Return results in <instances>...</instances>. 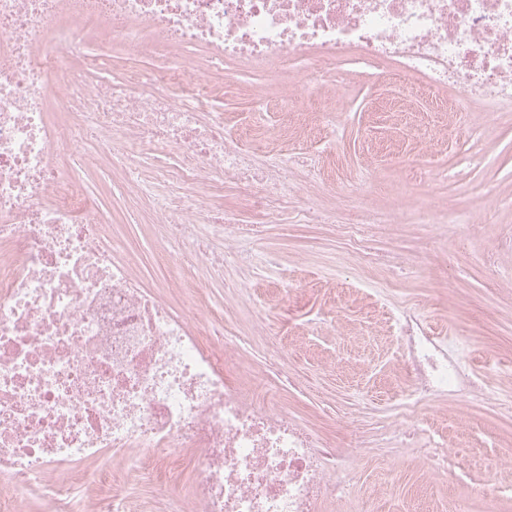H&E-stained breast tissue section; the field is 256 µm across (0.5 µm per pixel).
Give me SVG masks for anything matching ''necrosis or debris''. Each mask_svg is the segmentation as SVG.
<instances>
[{
  "label": "necrosis or debris",
  "instance_id": "1",
  "mask_svg": "<svg viewBox=\"0 0 512 512\" xmlns=\"http://www.w3.org/2000/svg\"><path fill=\"white\" fill-rule=\"evenodd\" d=\"M91 27L107 37L95 54L84 51ZM116 43L122 81L92 82ZM159 50L169 64L139 73ZM350 55L461 102H512V0H0V512H22L35 488L42 512H135L133 485L163 492L164 512H352L335 480L344 454L281 410L271 386L233 377L207 305L179 312L144 285L80 177L105 170L147 204L174 282L206 294L225 265L250 264L243 239L287 219L307 164L243 150L215 108L224 89L211 70H266L299 98ZM292 57L307 78L289 73ZM54 101L63 122L49 116ZM229 179L250 223L213 203ZM216 235L227 247H212ZM391 323L398 433L415 449L423 404L485 387L414 309L395 307ZM179 450L193 457L186 492ZM77 469L111 494L81 504ZM52 471L59 480L46 482Z\"/></svg>",
  "mask_w": 512,
  "mask_h": 512
}]
</instances>
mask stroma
<instances>
[{"mask_svg":"<svg viewBox=\"0 0 512 512\" xmlns=\"http://www.w3.org/2000/svg\"><path fill=\"white\" fill-rule=\"evenodd\" d=\"M381 71L343 62L307 104L325 113L324 123L288 139L289 151L318 161L316 174L295 173L298 207L316 202L335 222L266 225L247 245L251 264L227 269L233 287L210 289L208 304L223 312L225 335L246 341L243 381L263 376L274 353L265 329L273 327L290 347L281 371L299 383L280 391L281 406L326 441L345 444L354 427L375 438L340 474L369 512H451L462 497L485 512V491L512 486L503 456L512 447V102L446 112L451 91L411 99ZM212 80L224 87L225 117L242 127L275 133L297 108L236 64ZM85 183L114 237L130 244L143 283L176 308L193 307L190 290L168 283L149 208H130L98 173ZM428 207L444 223H420ZM366 208L378 222L364 259L338 229ZM394 305L411 306L454 341L490 385L485 400L448 396L422 406L420 422L444 425L431 442L455 450L445 472L389 436L402 388L387 326Z\"/></svg>","mask_w":512,"mask_h":512,"instance_id":"obj_1","label":"stroma"}]
</instances>
